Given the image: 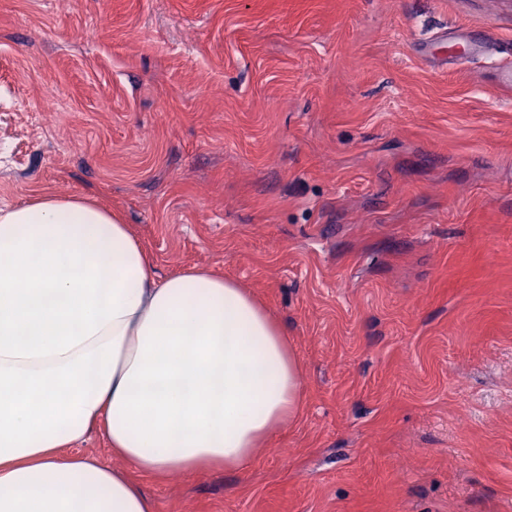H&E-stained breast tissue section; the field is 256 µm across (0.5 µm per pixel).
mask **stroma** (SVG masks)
<instances>
[{
  "label": "stroma",
  "mask_w": 512,
  "mask_h": 512,
  "mask_svg": "<svg viewBox=\"0 0 512 512\" xmlns=\"http://www.w3.org/2000/svg\"><path fill=\"white\" fill-rule=\"evenodd\" d=\"M505 60L512 0H0V206L91 197L300 359L246 469L136 475L156 512H512Z\"/></svg>",
  "instance_id": "stroma-1"
}]
</instances>
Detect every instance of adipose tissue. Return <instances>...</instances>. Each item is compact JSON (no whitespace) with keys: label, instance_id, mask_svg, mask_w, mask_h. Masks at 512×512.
<instances>
[{"label":"adipose tissue","instance_id":"ef3b65f1","mask_svg":"<svg viewBox=\"0 0 512 512\" xmlns=\"http://www.w3.org/2000/svg\"><path fill=\"white\" fill-rule=\"evenodd\" d=\"M303 407L286 332L236 282L158 276L86 196L0 207V512H155L125 473L59 449L100 426L144 474L239 470Z\"/></svg>","mask_w":512,"mask_h":512}]
</instances>
